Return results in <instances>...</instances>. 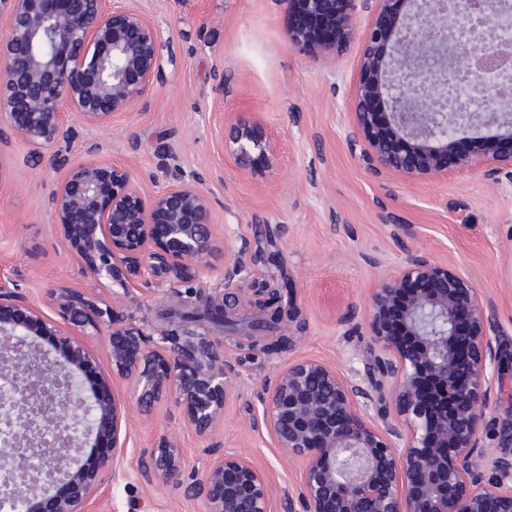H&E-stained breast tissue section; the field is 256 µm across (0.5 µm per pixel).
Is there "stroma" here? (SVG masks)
Listing matches in <instances>:
<instances>
[{"instance_id":"obj_1","label":"stroma","mask_w":512,"mask_h":512,"mask_svg":"<svg viewBox=\"0 0 512 512\" xmlns=\"http://www.w3.org/2000/svg\"><path fill=\"white\" fill-rule=\"evenodd\" d=\"M167 36L174 57L152 98L116 113L109 126L73 121L72 135L52 154L80 157L87 143L103 160L129 169L152 190L164 164L178 160L206 178L214 230L246 251L263 245L277 262H259L236 276L288 287L302 329L263 325L254 296L240 305L236 329L210 321L194 296L138 284L124 308L150 341L181 326L217 340L232 367L224 419L202 434L174 400L147 412L131 411L124 465L87 512H130L150 500L149 512H198L183 488L148 487L139 463L166 436L183 452L185 485L197 483L212 460L227 453L249 457L269 476L276 501L299 477V466L271 438L255 430L265 378L288 358L324 361L348 376L360 369L370 338L354 310L364 308L381 278L398 269L408 251L422 250L455 264L481 290L497 316L499 339L512 356V184L470 173L414 183L371 174L345 141V101L360 56L353 40L331 63L288 43L291 16L283 0H136ZM261 119L276 145L275 158L254 156L239 169L225 146L229 119ZM10 143L0 173V283L55 316L50 289L65 287L111 301L120 288L95 282L75 250L52 224L49 196L63 169L32 167L27 148L6 125ZM257 351H249L248 339ZM272 352H263V345Z\"/></svg>"}]
</instances>
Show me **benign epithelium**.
Here are the masks:
<instances>
[{
  "mask_svg": "<svg viewBox=\"0 0 512 512\" xmlns=\"http://www.w3.org/2000/svg\"><path fill=\"white\" fill-rule=\"evenodd\" d=\"M284 0L297 21L293 46L336 58L353 38L361 54L347 100L346 140L374 174L423 182L454 169L512 184V70L486 87L489 43L504 0ZM363 29H358L359 24ZM0 121L28 147L37 165L52 144L72 132L69 116L106 127L116 112L148 99L165 74L164 33L133 0H0ZM385 110L394 150L379 132ZM225 137L234 164L254 151L273 154L261 123L229 121ZM92 143L80 160L54 157L67 169L49 198L52 223L72 241L88 274L111 279L124 298L104 307L70 288L50 292L60 320L0 285V385L8 437L0 446V494L21 512H84L104 476L123 461L122 428L130 404L108 380L86 386L98 368L78 332L108 336L122 379L134 378L136 406L172 398L206 433L219 423L232 366L209 336L176 332L155 347L123 314L140 282L174 293L185 289L206 310L230 317L237 308L231 277L247 270L246 250L219 246L203 179L166 169L152 191L125 168L98 158ZM224 254V287L205 293L194 280ZM270 320L295 319L294 308L267 301ZM364 322L370 345L359 379L312 359H290L262 385L255 427L300 463L286 512H512V413L494 415L502 393V352L496 319L474 283L448 262L416 250L373 289ZM374 409V414L364 411ZM494 431L495 453L484 434ZM100 448L87 467V449ZM183 456L175 440L147 453L140 469L148 485H182ZM200 512H273L268 476L249 458L226 454L188 488Z\"/></svg>",
  "mask_w": 512,
  "mask_h": 512,
  "instance_id": "benign-epithelium-1",
  "label": "benign epithelium"
}]
</instances>
